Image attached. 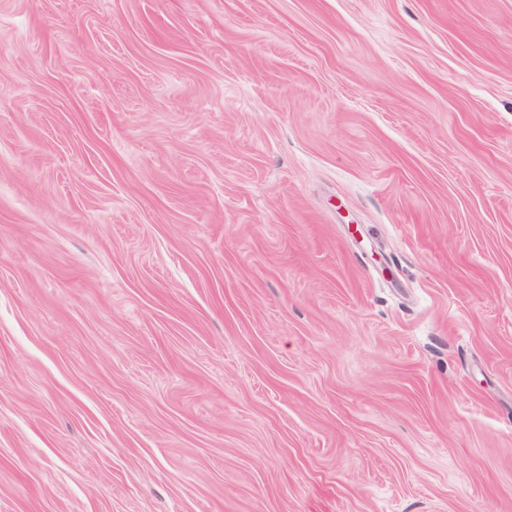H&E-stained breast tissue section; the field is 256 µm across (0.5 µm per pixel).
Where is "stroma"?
<instances>
[{
    "instance_id": "stroma-1",
    "label": "stroma",
    "mask_w": 512,
    "mask_h": 512,
    "mask_svg": "<svg viewBox=\"0 0 512 512\" xmlns=\"http://www.w3.org/2000/svg\"><path fill=\"white\" fill-rule=\"evenodd\" d=\"M0 512H512V0H0Z\"/></svg>"
}]
</instances>
